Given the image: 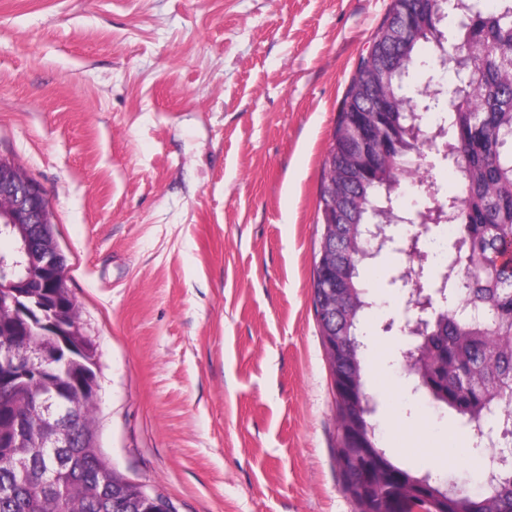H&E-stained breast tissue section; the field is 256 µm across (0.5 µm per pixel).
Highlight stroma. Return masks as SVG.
<instances>
[{"label":"stroma","instance_id":"1","mask_svg":"<svg viewBox=\"0 0 512 512\" xmlns=\"http://www.w3.org/2000/svg\"><path fill=\"white\" fill-rule=\"evenodd\" d=\"M390 3L0 0V156L53 212L101 444L175 512L355 510L311 288L332 131ZM400 262L361 271L381 343L409 340ZM366 377L400 464L469 473L399 362Z\"/></svg>","mask_w":512,"mask_h":512}]
</instances>
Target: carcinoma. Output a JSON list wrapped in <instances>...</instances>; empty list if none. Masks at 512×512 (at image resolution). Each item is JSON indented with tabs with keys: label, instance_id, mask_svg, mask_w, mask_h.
Here are the masks:
<instances>
[{
	"label": "carcinoma",
	"instance_id": "obj_1",
	"mask_svg": "<svg viewBox=\"0 0 512 512\" xmlns=\"http://www.w3.org/2000/svg\"><path fill=\"white\" fill-rule=\"evenodd\" d=\"M460 0L458 14L465 24L437 12L429 0H391L388 14L359 60L333 131L320 193L321 220L336 213L340 234L335 251L344 281L340 295L327 294L323 271L314 266L312 306L322 343L339 337L347 346L340 357L326 355L332 378L347 376L364 400H369L362 347L356 341L361 319L373 301L359 280V268L368 260L361 252L373 224H395L403 181L412 170L398 168V159L419 141L448 147L456 164H441L454 172L453 190L436 187V194L417 209L415 222L434 217L436 204L461 215L460 231L448 238V283L457 289L454 307L441 318L439 336L432 339L420 365L409 375L432 395L440 407L455 412L468 428L473 455L486 458L477 447L475 427H485L497 411L512 409V265L500 257L512 245V0ZM460 53L452 63L464 71L467 108L445 114L447 122L427 131L424 104H442L450 89L427 82L405 93L406 80L422 63L421 52L448 40ZM478 305L497 330L481 324H461L453 308ZM54 337L35 330L23 336L0 330V352L25 361ZM59 377L79 387L98 379L89 357L59 368ZM51 392L44 382L19 381L0 391V512H171L160 494L142 489L112 465L99 442L96 411L99 395L79 400L71 431L80 447L71 449L69 463L56 485L45 487L30 477L19 478L14 462L24 458L35 474L57 467L53 449L43 447L47 403ZM338 412L336 458L342 462L345 493L357 512H371L382 495L398 490L414 492L399 512L423 506V497L435 499L439 512H512V471L491 476L482 463L481 492L472 494L456 479L436 481L430 474L397 465L376 437L370 420L359 430L368 450L349 441L354 409L336 399Z\"/></svg>",
	"mask_w": 512,
	"mask_h": 512
}]
</instances>
